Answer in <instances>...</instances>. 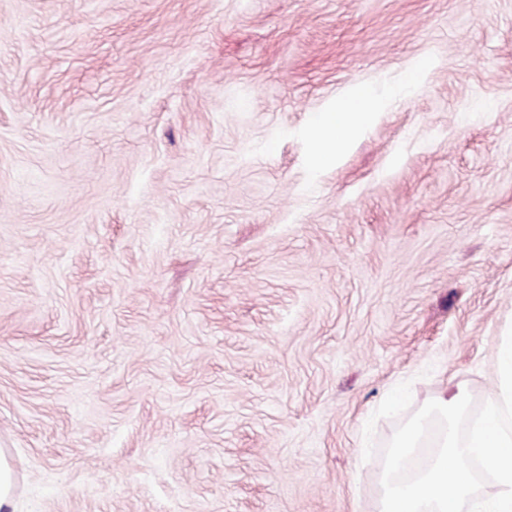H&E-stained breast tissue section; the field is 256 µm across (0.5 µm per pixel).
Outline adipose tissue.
<instances>
[{"mask_svg": "<svg viewBox=\"0 0 512 512\" xmlns=\"http://www.w3.org/2000/svg\"><path fill=\"white\" fill-rule=\"evenodd\" d=\"M393 100L392 92L357 87L346 97L337 100L331 110L320 113L314 120L318 130L316 159L321 160L338 152L373 114L386 109Z\"/></svg>", "mask_w": 512, "mask_h": 512, "instance_id": "adipose-tissue-1", "label": "adipose tissue"}]
</instances>
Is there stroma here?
<instances>
[{"label": "stroma", "mask_w": 512, "mask_h": 512, "mask_svg": "<svg viewBox=\"0 0 512 512\" xmlns=\"http://www.w3.org/2000/svg\"><path fill=\"white\" fill-rule=\"evenodd\" d=\"M511 327L512 0H0L16 512H378ZM394 100L390 91L356 87L337 100L331 110L320 113L314 120L318 130L316 161L337 153L373 114L386 109Z\"/></svg>", "instance_id": "obj_1"}]
</instances>
